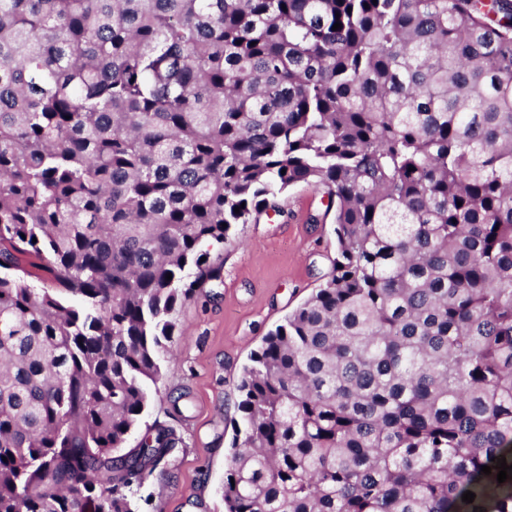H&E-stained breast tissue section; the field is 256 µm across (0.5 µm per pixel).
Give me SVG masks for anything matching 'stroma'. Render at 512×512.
<instances>
[{
	"mask_svg": "<svg viewBox=\"0 0 512 512\" xmlns=\"http://www.w3.org/2000/svg\"><path fill=\"white\" fill-rule=\"evenodd\" d=\"M284 216L234 225L216 262L219 277L194 289L179 308L184 334L165 362L155 395L126 446L160 421L178 437L165 468L134 490L139 512H224L220 486L239 418L238 385L251 355L325 281L336 257L327 199L300 186L283 200ZM319 223H309V215ZM188 409L170 417V397Z\"/></svg>",
	"mask_w": 512,
	"mask_h": 512,
	"instance_id": "stroma-1",
	"label": "stroma"
}]
</instances>
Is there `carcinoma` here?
I'll use <instances>...</instances> for the list:
<instances>
[{
    "label": "carcinoma",
    "mask_w": 512,
    "mask_h": 512,
    "mask_svg": "<svg viewBox=\"0 0 512 512\" xmlns=\"http://www.w3.org/2000/svg\"><path fill=\"white\" fill-rule=\"evenodd\" d=\"M300 185L336 259L243 370L225 512H512V0H0V512H138L204 247Z\"/></svg>",
    "instance_id": "cac0c4a2"
}]
</instances>
